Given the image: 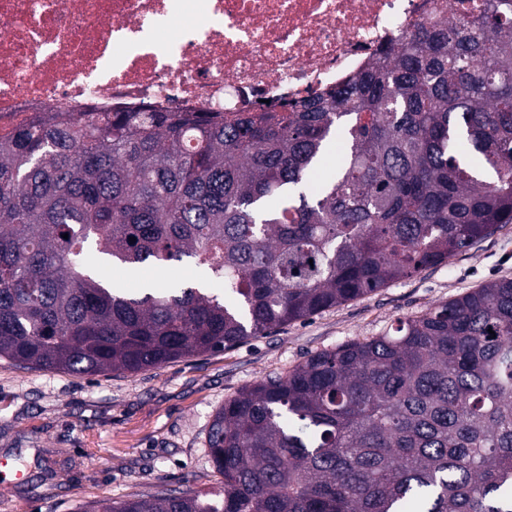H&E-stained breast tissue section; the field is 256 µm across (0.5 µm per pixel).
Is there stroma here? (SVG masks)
I'll list each match as a JSON object with an SVG mask.
<instances>
[{
    "label": "stroma",
    "mask_w": 512,
    "mask_h": 512,
    "mask_svg": "<svg viewBox=\"0 0 512 512\" xmlns=\"http://www.w3.org/2000/svg\"><path fill=\"white\" fill-rule=\"evenodd\" d=\"M108 275L130 290L199 278L185 263ZM498 278H512V224L446 263L228 351L107 377L27 370L0 359V459L21 465L25 475L19 483L0 478V512H75L85 502L164 488L212 490L220 477L206 432L227 398L312 353L380 335Z\"/></svg>",
    "instance_id": "1"
}]
</instances>
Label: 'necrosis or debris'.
Segmentation results:
<instances>
[{"label": "necrosis or debris", "mask_w": 512, "mask_h": 512, "mask_svg": "<svg viewBox=\"0 0 512 512\" xmlns=\"http://www.w3.org/2000/svg\"><path fill=\"white\" fill-rule=\"evenodd\" d=\"M432 0H0V137L38 116L259 108L366 71Z\"/></svg>", "instance_id": "necrosis-or-debris-1"}]
</instances>
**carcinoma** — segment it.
<instances>
[{"instance_id":"carcinoma-1","label":"carcinoma","mask_w":512,"mask_h":512,"mask_svg":"<svg viewBox=\"0 0 512 512\" xmlns=\"http://www.w3.org/2000/svg\"><path fill=\"white\" fill-rule=\"evenodd\" d=\"M483 2L467 29L435 3L367 71L275 110L0 138V358L92 377L221 352L512 224V0ZM97 254L204 279L128 292ZM206 447L219 491L79 512H512V279L243 387Z\"/></svg>"}]
</instances>
